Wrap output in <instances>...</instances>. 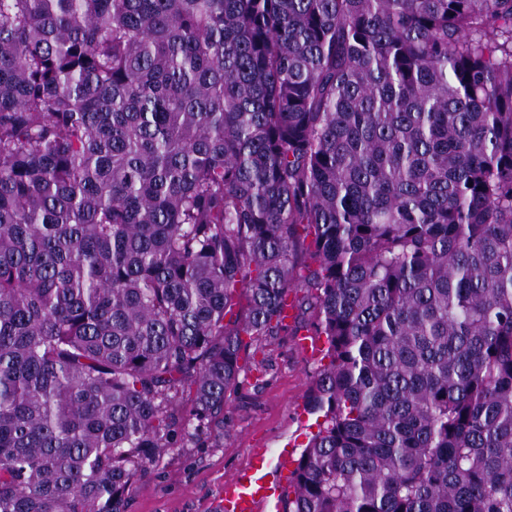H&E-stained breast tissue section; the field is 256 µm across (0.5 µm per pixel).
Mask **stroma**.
<instances>
[{"label": "stroma", "mask_w": 512, "mask_h": 512, "mask_svg": "<svg viewBox=\"0 0 512 512\" xmlns=\"http://www.w3.org/2000/svg\"><path fill=\"white\" fill-rule=\"evenodd\" d=\"M306 313L279 330L244 361L247 373L231 393L223 418L174 449L128 491L127 512H216L225 478L247 468L252 447L269 449L272 468L298 457L316 417L304 394L316 370L296 347Z\"/></svg>", "instance_id": "35a3bbf8"}]
</instances>
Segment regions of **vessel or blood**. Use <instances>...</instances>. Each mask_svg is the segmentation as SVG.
Instances as JSON below:
<instances>
[{
  "instance_id": "1",
  "label": "vessel or blood",
  "mask_w": 512,
  "mask_h": 512,
  "mask_svg": "<svg viewBox=\"0 0 512 512\" xmlns=\"http://www.w3.org/2000/svg\"><path fill=\"white\" fill-rule=\"evenodd\" d=\"M270 465L267 449L253 450L248 467L225 480L220 512H280L286 481Z\"/></svg>"
}]
</instances>
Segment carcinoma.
Here are the masks:
<instances>
[{"instance_id": "carcinoma-1", "label": "carcinoma", "mask_w": 512, "mask_h": 512, "mask_svg": "<svg viewBox=\"0 0 512 512\" xmlns=\"http://www.w3.org/2000/svg\"><path fill=\"white\" fill-rule=\"evenodd\" d=\"M299 288L283 512H512V0H0V512H126Z\"/></svg>"}]
</instances>
